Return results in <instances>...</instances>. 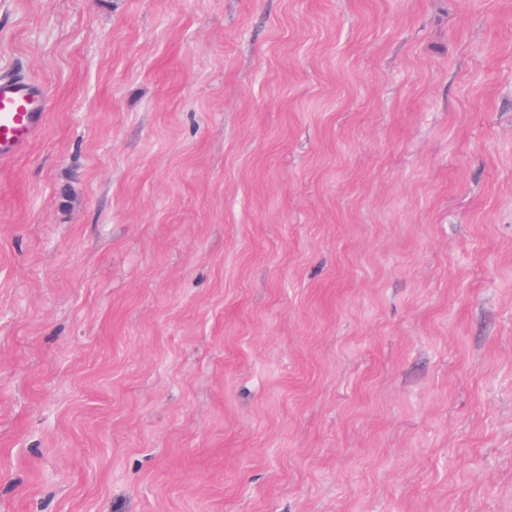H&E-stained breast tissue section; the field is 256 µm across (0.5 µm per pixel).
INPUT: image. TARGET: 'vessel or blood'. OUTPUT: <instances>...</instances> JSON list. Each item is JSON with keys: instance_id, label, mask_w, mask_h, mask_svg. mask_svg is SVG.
I'll use <instances>...</instances> for the list:
<instances>
[{"instance_id": "vessel-or-blood-1", "label": "vessel or blood", "mask_w": 512, "mask_h": 512, "mask_svg": "<svg viewBox=\"0 0 512 512\" xmlns=\"http://www.w3.org/2000/svg\"><path fill=\"white\" fill-rule=\"evenodd\" d=\"M50 112L42 86L18 79L0 81V162L27 152Z\"/></svg>"}]
</instances>
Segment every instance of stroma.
<instances>
[{"label": "stroma", "mask_w": 512, "mask_h": 512, "mask_svg": "<svg viewBox=\"0 0 512 512\" xmlns=\"http://www.w3.org/2000/svg\"><path fill=\"white\" fill-rule=\"evenodd\" d=\"M0 512H512V0H0ZM50 112L45 88L24 79L0 81V162L27 152Z\"/></svg>", "instance_id": "35a3bbf8"}]
</instances>
